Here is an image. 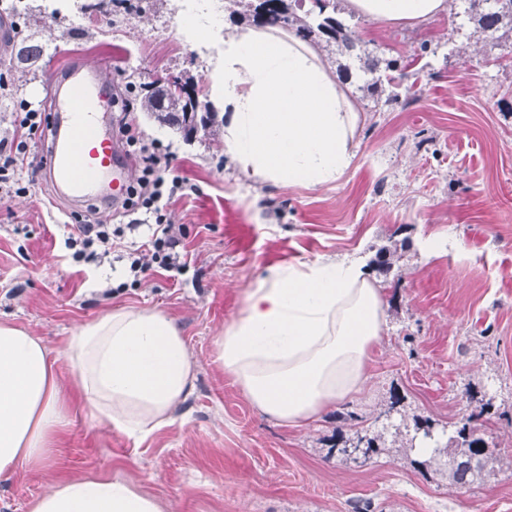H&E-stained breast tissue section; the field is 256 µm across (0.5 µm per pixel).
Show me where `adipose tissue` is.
Returning <instances> with one entry per match:
<instances>
[{
  "mask_svg": "<svg viewBox=\"0 0 512 512\" xmlns=\"http://www.w3.org/2000/svg\"><path fill=\"white\" fill-rule=\"evenodd\" d=\"M378 26L421 23L446 0H347ZM212 97L224 152L258 183L314 189L350 169L359 122L317 52L295 36L225 30ZM386 326L385 300L364 264L318 257L263 269L240 315L214 339L215 360L261 414L298 428L358 393ZM64 354L94 420L144 440L175 422L194 390L180 327L156 309L117 307L80 325ZM69 424L49 351L0 322V477L47 467ZM30 512H163L124 477L71 478Z\"/></svg>",
  "mask_w": 512,
  "mask_h": 512,
  "instance_id": "1",
  "label": "adipose tissue"
}]
</instances>
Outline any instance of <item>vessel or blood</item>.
<instances>
[{
	"label": "vessel or blood",
	"mask_w": 512,
	"mask_h": 512,
	"mask_svg": "<svg viewBox=\"0 0 512 512\" xmlns=\"http://www.w3.org/2000/svg\"><path fill=\"white\" fill-rule=\"evenodd\" d=\"M53 135L45 170L73 206L126 195L129 180L112 132V96L104 70L84 59L52 76Z\"/></svg>",
	"instance_id": "vessel-or-blood-1"
}]
</instances>
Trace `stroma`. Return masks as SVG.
<instances>
[{
    "label": "stroma",
    "instance_id": "obj_1",
    "mask_svg": "<svg viewBox=\"0 0 512 512\" xmlns=\"http://www.w3.org/2000/svg\"><path fill=\"white\" fill-rule=\"evenodd\" d=\"M54 2L29 0L40 13L33 24L14 15L17 0H0V26L11 32L0 42V137L11 133L20 100L49 110V77L71 59L103 65L142 138L167 149L190 184L163 209L183 229L187 265L129 287L126 262L73 260L65 245L73 208L43 173L19 171L29 193L0 196V321L40 337L56 357L70 417L48 467L0 477V512H29L57 482L114 474L164 512H512V40L475 35L462 0L393 27L350 16L338 0L362 50L394 63L397 98L356 103V155L337 184L256 188L225 156L223 131L185 139L148 119L128 90L181 74L208 84V57L179 33L183 0H149L119 25L92 18L67 36ZM14 42L44 53L20 68ZM87 211L99 224L131 225L126 241L150 238L144 212L98 203ZM383 253L387 271L377 263ZM322 255L367 263L387 326L361 391L289 428L252 407L215 363L213 340L263 268ZM117 306L165 311L196 366L183 422L142 442L91 423L63 356L79 325ZM486 393L492 458L460 486L443 443L474 411L470 396ZM418 419L432 422L441 448L420 454ZM362 432L379 436L380 452L341 454Z\"/></svg>",
    "mask_w": 512,
    "mask_h": 512
}]
</instances>
